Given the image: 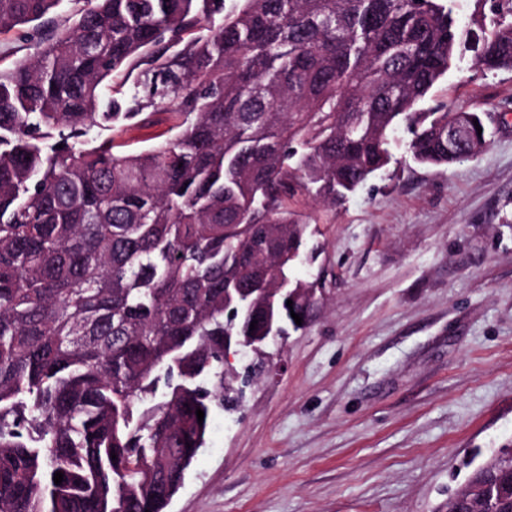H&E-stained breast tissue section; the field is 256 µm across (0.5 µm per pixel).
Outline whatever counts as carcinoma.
<instances>
[{
    "label": "carcinoma",
    "instance_id": "obj_1",
    "mask_svg": "<svg viewBox=\"0 0 512 512\" xmlns=\"http://www.w3.org/2000/svg\"><path fill=\"white\" fill-rule=\"evenodd\" d=\"M63 2L0 0V33L51 28L0 71V512H165L225 402L224 336L288 320L278 279L314 288L288 199L336 205L402 127L422 165L488 148L487 111L422 105L463 46L512 71V0L469 28L452 0ZM161 106L167 139H101ZM474 484L512 512V464L459 512Z\"/></svg>",
    "mask_w": 512,
    "mask_h": 512
}]
</instances>
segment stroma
Instances as JSON below:
<instances>
[{"instance_id":"stroma-1","label":"stroma","mask_w":512,"mask_h":512,"mask_svg":"<svg viewBox=\"0 0 512 512\" xmlns=\"http://www.w3.org/2000/svg\"><path fill=\"white\" fill-rule=\"evenodd\" d=\"M434 95L490 109L489 148L425 167L400 131L336 206L289 202L307 226L291 275L317 303L266 345L241 404L214 408L166 512H448L512 448V71L466 51ZM177 123L149 108L106 135L145 148Z\"/></svg>"}]
</instances>
